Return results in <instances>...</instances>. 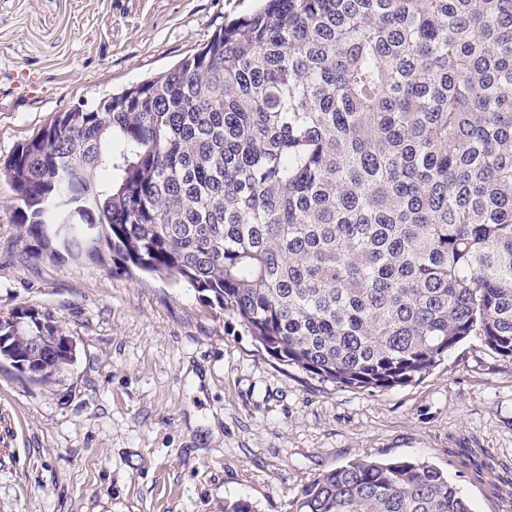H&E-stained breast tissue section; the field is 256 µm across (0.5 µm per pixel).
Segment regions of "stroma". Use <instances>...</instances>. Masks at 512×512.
I'll return each instance as SVG.
<instances>
[{"label":"stroma","mask_w":512,"mask_h":512,"mask_svg":"<svg viewBox=\"0 0 512 512\" xmlns=\"http://www.w3.org/2000/svg\"><path fill=\"white\" fill-rule=\"evenodd\" d=\"M260 0H0V162L57 112L159 73ZM0 177V316L51 312L73 363L0 362V512H290L324 471L414 458L471 512H512V362L471 336L421 380L340 388L272 359L194 288L25 252ZM493 464L476 476L454 451Z\"/></svg>","instance_id":"35a3bbf8"}]
</instances>
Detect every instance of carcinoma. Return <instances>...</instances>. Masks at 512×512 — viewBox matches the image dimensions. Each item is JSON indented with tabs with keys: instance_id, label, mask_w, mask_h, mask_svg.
<instances>
[{
	"instance_id": "1",
	"label": "carcinoma",
	"mask_w": 512,
	"mask_h": 512,
	"mask_svg": "<svg viewBox=\"0 0 512 512\" xmlns=\"http://www.w3.org/2000/svg\"><path fill=\"white\" fill-rule=\"evenodd\" d=\"M37 253L173 277L271 357L411 384L512 361V0H263L166 72L56 113L0 168ZM0 319L9 363L59 320ZM292 512H470L424 460L325 471Z\"/></svg>"
}]
</instances>
